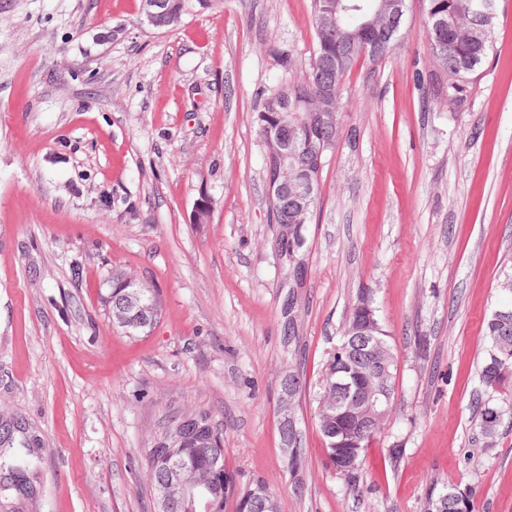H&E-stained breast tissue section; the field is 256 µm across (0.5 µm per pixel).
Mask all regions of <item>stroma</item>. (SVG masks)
<instances>
[{"label": "stroma", "instance_id": "1", "mask_svg": "<svg viewBox=\"0 0 512 512\" xmlns=\"http://www.w3.org/2000/svg\"><path fill=\"white\" fill-rule=\"evenodd\" d=\"M425 11L406 0L390 51L344 78L287 347L255 117L283 58L309 61L311 0H216L169 31L140 0H0V416L37 436L41 481L0 512H155L147 443L173 406L209 411L238 486L264 480L280 512H424L435 486L512 512V413L488 448L477 407L512 270V0L458 109L431 94ZM116 268L158 289L150 333L113 325ZM365 290L398 371L354 493L315 394ZM288 367L306 383L301 496L280 450Z\"/></svg>", "mask_w": 512, "mask_h": 512}]
</instances>
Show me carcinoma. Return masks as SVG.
<instances>
[{
	"instance_id": "1",
	"label": "carcinoma",
	"mask_w": 512,
	"mask_h": 512,
	"mask_svg": "<svg viewBox=\"0 0 512 512\" xmlns=\"http://www.w3.org/2000/svg\"><path fill=\"white\" fill-rule=\"evenodd\" d=\"M472 0H429L430 5L453 15L457 24L448 29L446 46H441L434 34H428L430 55L434 68V90L437 98L452 105L464 104L471 92L472 76L487 57L493 43H480L473 37L469 23ZM349 12L343 20L358 24L359 10H373L378 7L376 0H346ZM315 47L307 67L290 76L288 81L279 84L266 98L256 115V125L262 138H267L270 129L283 126L284 145H293L288 152V182L298 179L304 162L298 160L309 145L317 139V125L313 120L315 110L323 106V87L320 81L329 82L334 98H339L341 81L351 71L359 55H347L336 47L327 28L313 21ZM296 201L293 196H282L269 202L270 223L291 225L295 220ZM127 272L112 270L107 281L109 291L103 298L109 312L117 310L125 296L136 293L139 304L160 312V299L157 291L139 280L126 282ZM486 339L489 343L488 356L482 367L481 380L485 388L497 390L506 376L512 373V336L505 338L499 330L497 312H492L486 324ZM385 348L388 374L380 381L369 368L356 358L348 355L343 344H337L328 354L325 371L319 384L317 396L318 427L325 442L327 457L333 468L353 483L360 469L364 453L369 443L381 431L377 426L361 434L357 448H338L336 443L358 433L355 419H345L336 423L331 404L336 397V379L341 378L356 390L368 385L385 384L390 397H395L397 357L388 340L386 331L377 333ZM195 421L186 428L184 439L174 449L181 468L192 474L199 483V490L216 502L218 512H226L228 503H233L234 512H279L278 499L262 480L256 481L241 490L237 486L235 474L224 462V432L215 425L212 415L202 409L193 410ZM288 442L295 452L286 457L288 470L294 478V491L304 492L303 463L305 448L300 427L288 426ZM37 439H24L21 447H14V439L9 433L0 437V494L32 498L38 492L34 464ZM463 499L446 488L437 494H429L425 512H462Z\"/></svg>"
}]
</instances>
